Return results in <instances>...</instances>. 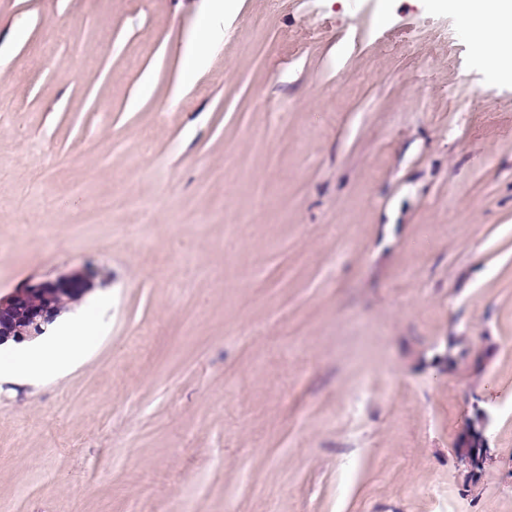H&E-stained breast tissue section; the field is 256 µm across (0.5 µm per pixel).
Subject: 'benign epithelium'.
<instances>
[{"mask_svg":"<svg viewBox=\"0 0 512 512\" xmlns=\"http://www.w3.org/2000/svg\"><path fill=\"white\" fill-rule=\"evenodd\" d=\"M93 288L92 276L84 270L61 274L53 280L40 282L10 296L0 298V344L16 343L45 335L65 309L54 305L33 307L29 298L35 294H56L82 297ZM489 418L481 413L477 420L470 421L455 442L459 465L468 471L489 464L494 455L486 436Z\"/></svg>","mask_w":512,"mask_h":512,"instance_id":"benign-epithelium-1","label":"benign epithelium"}]
</instances>
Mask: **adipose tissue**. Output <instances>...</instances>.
Masks as SVG:
<instances>
[{"instance_id":"ef3b65f1","label":"adipose tissue","mask_w":512,"mask_h":512,"mask_svg":"<svg viewBox=\"0 0 512 512\" xmlns=\"http://www.w3.org/2000/svg\"><path fill=\"white\" fill-rule=\"evenodd\" d=\"M436 9L453 13L467 25L480 64L497 80L512 83V0H433ZM231 0L202 14L182 51L181 77L192 81L210 51L223 39L221 21ZM94 339L84 318L64 326L56 336L25 345L23 353L0 349V374L44 375L74 365Z\"/></svg>"}]
</instances>
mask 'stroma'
Instances as JSON below:
<instances>
[{"instance_id": "stroma-1", "label": "stroma", "mask_w": 512, "mask_h": 512, "mask_svg": "<svg viewBox=\"0 0 512 512\" xmlns=\"http://www.w3.org/2000/svg\"><path fill=\"white\" fill-rule=\"evenodd\" d=\"M211 6L0 0V296L97 274L0 512H512V84L429 0H235L183 83ZM222 2L213 7L211 13L202 14L194 29L189 34L182 51L181 77L184 82H191L206 65L210 51L224 39V10L233 9L234 0H214ZM489 418L481 412L476 421L471 420L455 442V452L463 471L478 472L479 466H485L494 459L486 436Z\"/></svg>"}]
</instances>
